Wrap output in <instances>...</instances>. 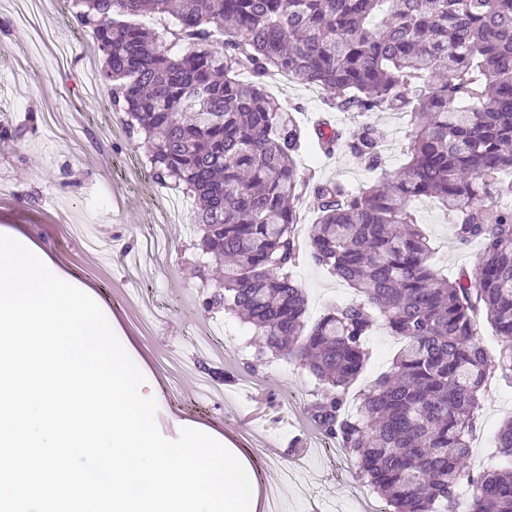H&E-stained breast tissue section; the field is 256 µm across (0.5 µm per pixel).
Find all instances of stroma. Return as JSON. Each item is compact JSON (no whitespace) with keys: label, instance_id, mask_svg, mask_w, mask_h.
Returning <instances> with one entry per match:
<instances>
[{"label":"stroma","instance_id":"35a3bbf8","mask_svg":"<svg viewBox=\"0 0 512 512\" xmlns=\"http://www.w3.org/2000/svg\"><path fill=\"white\" fill-rule=\"evenodd\" d=\"M69 0H46L42 12L19 10L16 0H0V58L12 64L0 76V122L23 124L28 113L39 120L29 127L23 142L0 138V234L25 239L55 265L66 282L89 290L122 346L145 377V389L158 404L157 424L162 435L177 439L182 428L201 430L222 445L235 449L247 463L261 489L275 490L282 512H316L326 505H346L348 512H366L356 472L337 477L335 469L316 450L321 434L311 425L306 408L316 388L314 378L297 362L268 358L256 375H248L246 361L255 354L252 330L235 316H224L228 341L236 348L220 360H204L188 336L196 325L209 321L201 306L200 282L191 267L196 257L184 234L194 223L193 210H185L166 227L170 242L167 258L149 260L137 277L127 272L129 260L153 226L159 208L165 207L172 189L156 184L150 174L140 181L113 177L100 159L108 155L124 160L128 154L145 156L139 140L130 138L120 113L102 104L86 86L89 68L102 61L92 42L81 54L73 50L54 55L50 46L72 38L77 30ZM267 91L280 103L299 109L302 124L316 113H326L334 127L353 131L369 124L384 134L386 165L397 170L404 163L402 151L412 131L406 112H340L324 92L276 76ZM298 165L313 180H339L358 189L373 180L346 148L324 153L316 137H309ZM416 219L435 249L433 264L448 276L475 267L479 244L460 245L453 235L454 211L437 201L414 204ZM91 224L114 241L110 260L75 242L69 227ZM290 274L304 289L307 318L316 321L329 304L350 300L353 292L331 277L301 252ZM145 289L150 300L168 306L165 319L144 322L143 314L123 300L133 288ZM369 362L351 394H358L371 380L389 370L400 349V338L379 327L366 340ZM214 370V384L223 400L213 405L196 401L194 379L200 362ZM261 383L266 394L287 403V421L243 425L242 415L252 405L246 386ZM512 418V385L491 375L473 434L471 463L477 470L502 465L496 450L499 427ZM312 443L300 482L283 480L290 445Z\"/></svg>","mask_w":512,"mask_h":512}]
</instances>
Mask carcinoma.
I'll use <instances>...</instances> for the list:
<instances>
[{
	"instance_id": "carcinoma-1",
	"label": "carcinoma",
	"mask_w": 512,
	"mask_h": 512,
	"mask_svg": "<svg viewBox=\"0 0 512 512\" xmlns=\"http://www.w3.org/2000/svg\"><path fill=\"white\" fill-rule=\"evenodd\" d=\"M95 31L101 81L130 136L143 138L154 181L182 191L196 214V276L205 312L242 315L258 350L297 360L317 381L310 422L354 460L390 512H512V419L497 433L510 464L476 474L471 436L494 372L512 384V0H72ZM316 85L342 112L406 109V162L386 173L382 134L331 126L381 180L357 191L312 187L316 264L355 299L312 326L291 279L301 245L294 201L303 131L263 90L271 71ZM457 213L477 266L444 277L411 204ZM486 316L497 360L477 339ZM382 324L404 345L389 372L347 393ZM472 487L464 500L456 494Z\"/></svg>"
}]
</instances>
